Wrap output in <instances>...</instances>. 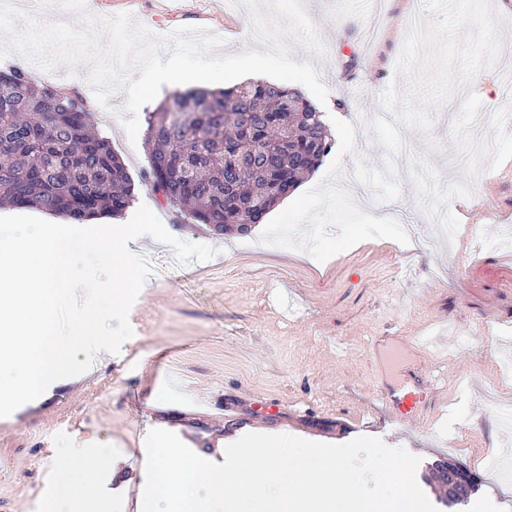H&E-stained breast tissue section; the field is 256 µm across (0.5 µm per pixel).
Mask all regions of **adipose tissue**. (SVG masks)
Listing matches in <instances>:
<instances>
[{
    "mask_svg": "<svg viewBox=\"0 0 512 512\" xmlns=\"http://www.w3.org/2000/svg\"><path fill=\"white\" fill-rule=\"evenodd\" d=\"M110 460L94 439L74 441L58 464V494L44 500L42 512H112L111 500L95 490L97 472Z\"/></svg>",
    "mask_w": 512,
    "mask_h": 512,
    "instance_id": "1",
    "label": "adipose tissue"
}]
</instances>
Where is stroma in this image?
I'll use <instances>...</instances> for the list:
<instances>
[{"label":"stroma","mask_w":512,"mask_h":512,"mask_svg":"<svg viewBox=\"0 0 512 512\" xmlns=\"http://www.w3.org/2000/svg\"><path fill=\"white\" fill-rule=\"evenodd\" d=\"M326 45L312 59L291 43L293 60H313L328 87L324 120L333 145L321 166L243 235L180 223L158 206L144 176V141L124 127L127 95L96 105L85 67L57 68L55 86L77 94L147 205L175 237L210 245L216 256L177 265L173 250L151 237L129 242L150 261V276L129 312L134 331L119 353L90 371L52 383L45 394L0 418V512H40L54 482L43 479L74 435L127 457L104 469L97 485L112 512H128L146 480L130 460L154 428L184 415L182 398L205 407L193 427L232 443L241 425L266 407L264 434L344 444L360 436L420 451L423 480L433 462L453 458L479 479L463 504L438 512H512V483L486 467L511 445L502 434L512 402V131L496 116L512 111L502 79L512 71V0H492L502 39L494 68L479 73L468 95H451L428 133L402 128L413 154L396 179L398 199L377 202L357 186L361 204L337 192L357 159L383 168L385 150L369 127L380 94L396 73L409 13L422 0H386L377 37L364 44L374 0H304ZM91 14L127 12L154 33L201 26L224 39L222 54L254 48L248 12L229 0H87ZM359 235V247L343 241ZM446 331L448 363L437 372L447 398L433 418L395 420L383 393L417 390L433 372L411 341Z\"/></svg>","instance_id":"obj_1"}]
</instances>
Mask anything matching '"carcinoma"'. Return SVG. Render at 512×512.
<instances>
[{"mask_svg": "<svg viewBox=\"0 0 512 512\" xmlns=\"http://www.w3.org/2000/svg\"><path fill=\"white\" fill-rule=\"evenodd\" d=\"M154 195L226 233L262 223L321 165L332 145L323 115L298 90L251 81L176 91L145 112ZM31 138H19L17 127ZM0 203L83 224L117 216L135 185L79 98L13 70L0 79Z\"/></svg>", "mask_w": 512, "mask_h": 512, "instance_id": "cac0c4a2", "label": "carcinoma"}]
</instances>
